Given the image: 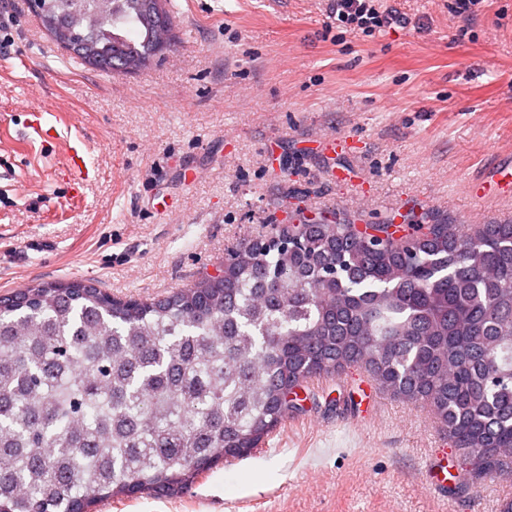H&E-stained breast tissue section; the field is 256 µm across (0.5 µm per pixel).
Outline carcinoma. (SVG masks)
Instances as JSON below:
<instances>
[{"label": "carcinoma", "instance_id": "cac0c4a2", "mask_svg": "<svg viewBox=\"0 0 512 512\" xmlns=\"http://www.w3.org/2000/svg\"><path fill=\"white\" fill-rule=\"evenodd\" d=\"M62 49L148 67L167 0H41ZM135 25L128 34L125 24ZM289 225L236 248L224 278L153 302L82 283L0 297V512H98L171 496L262 447L286 391L361 364L416 394L469 460L511 477L512 224ZM310 233L295 251L286 238Z\"/></svg>", "mask_w": 512, "mask_h": 512}]
</instances>
